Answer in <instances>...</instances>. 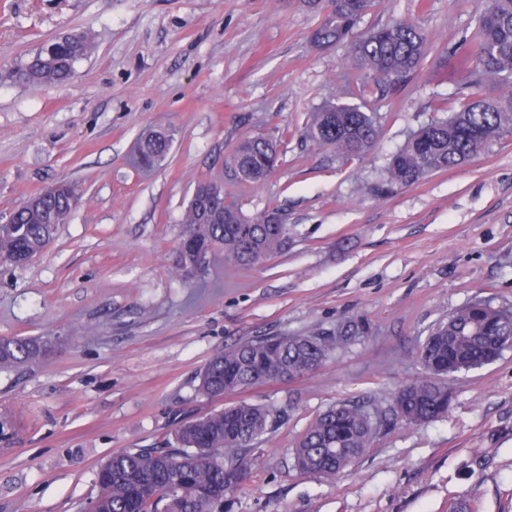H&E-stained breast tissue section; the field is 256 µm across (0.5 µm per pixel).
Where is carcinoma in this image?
<instances>
[{
  "label": "carcinoma",
  "instance_id": "1",
  "mask_svg": "<svg viewBox=\"0 0 512 512\" xmlns=\"http://www.w3.org/2000/svg\"><path fill=\"white\" fill-rule=\"evenodd\" d=\"M325 3V15L312 34L318 46L348 47L345 65L362 73L350 94L365 100L375 90L392 89L415 72L426 58L425 31L408 19L358 29L363 14L357 6ZM92 37L75 32L50 43L51 52L39 54L12 73L16 81L33 86L58 85L87 55ZM467 68L466 88L453 100L432 101L438 117L413 132L391 156L377 191L388 193L419 183L425 177L462 166L492 143L512 137V0H482L476 25L455 52ZM295 131L279 129V139L243 140L232 163L244 182L262 181L275 166L280 144ZM304 136L342 158L359 159L373 147L379 124L373 112L359 105L327 103L314 112ZM170 138L161 131L141 139L137 159L143 167L159 165ZM77 201L74 185L34 209L24 203L0 227V260L32 261L52 241L57 226L68 221ZM181 250L186 267L198 266L199 251H222L242 267H251L284 249L288 225L278 209L256 217L245 216L232 202L208 215L191 200L182 219ZM376 334L365 316L336 321L333 329L305 336H258L226 346L200 374L199 393L222 401L266 383L293 380L315 371L350 343ZM512 342V306H495L474 299L436 323L417 353L421 375L389 396L393 416L410 425L429 423L448 412L456 374L496 361ZM37 342L15 337L0 340V368H12L35 359ZM281 411L240 399L182 423L173 440L150 448L113 454L97 472L96 512H222L224 497L235 490L251 470L249 453L277 429ZM379 424L367 406L339 402L320 413L299 437L292 454L300 473L333 480L372 448Z\"/></svg>",
  "mask_w": 512,
  "mask_h": 512
}]
</instances>
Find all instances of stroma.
<instances>
[{
  "label": "stroma",
  "instance_id": "1",
  "mask_svg": "<svg viewBox=\"0 0 512 512\" xmlns=\"http://www.w3.org/2000/svg\"><path fill=\"white\" fill-rule=\"evenodd\" d=\"M480 0H377L361 28L406 17L430 39L421 69L371 95L380 135L345 160L293 138L260 183L230 158L249 136L302 127L345 102L343 49L311 36L306 0H0V220L61 180L79 202L23 267L0 264V337L45 344L0 370V512H85L111 454L151 445L211 410L199 371L217 351L265 335H300L364 315L376 336L318 370L244 392L286 412L251 451L252 472L223 512H512V347L459 374L444 418L385 423L368 454L335 481L300 474L290 449L333 403L387 411L420 373L429 330L474 297L512 304V138L465 166L378 193L385 166L429 104L459 91L453 52ZM91 51L56 86L10 70L71 31ZM166 130L160 167L133 144ZM223 186L250 216L279 208L288 247L244 268L209 258L184 267V210L199 181Z\"/></svg>",
  "mask_w": 512,
  "mask_h": 512
}]
</instances>
